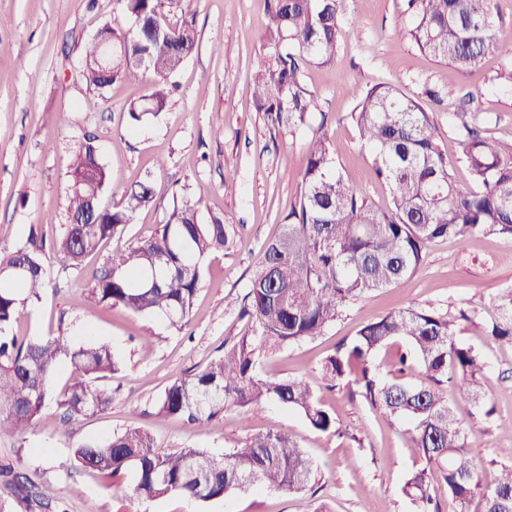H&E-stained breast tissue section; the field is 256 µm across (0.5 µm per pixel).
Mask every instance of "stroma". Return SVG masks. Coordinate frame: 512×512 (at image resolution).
I'll list each match as a JSON object with an SVG mask.
<instances>
[{
	"label": "stroma",
	"instance_id": "obj_1",
	"mask_svg": "<svg viewBox=\"0 0 512 512\" xmlns=\"http://www.w3.org/2000/svg\"><path fill=\"white\" fill-rule=\"evenodd\" d=\"M345 5L348 21L338 62L304 70L317 98L309 123L328 134L345 178L371 202L387 207L391 189L377 179L350 114L359 92L373 84H393L420 103L459 185H469L471 175L454 112L476 115L482 132L512 151V89L497 79L512 67L511 59L491 51L461 72L403 37L413 22L405 0H345ZM166 16L174 26L193 18L198 43L175 78L165 111L133 126L125 108L146 93V84L116 83L94 94L80 76L84 47L97 30L106 23L128 27L120 0H0V250L42 235L49 273L46 288L28 301L13 333L29 339L64 331L79 345L108 344L121 361L119 371L104 381L113 396L105 412L65 422L49 404L25 435L0 438V468L10 466L32 483L52 485L54 506L26 504L1 482L0 500L13 512H416L402 491L409 473L422 465L410 446L408 424L372 408L353 379L330 390L322 378L324 361L341 340L406 308L479 311L473 321L462 322L458 340L485 361V399L493 413L484 415L456 392L449 401L484 482L493 483L500 449L512 448V344L484 331L500 313L498 293L512 288V239L495 235L434 241L405 287L375 291L350 304L321 336L261 352L258 372L305 379L335 415L338 432H317L274 401L254 414L225 409L203 428L156 417V401L168 385L252 336L244 296L263 245L298 203L307 139L306 133L291 135L268 125L251 94L265 51L267 0H174ZM428 87L439 91L438 100L425 96ZM91 96L98 105L89 111L83 103ZM62 112L68 121L59 120ZM87 135L95 137L110 173L106 202H119L122 191L139 181L151 182L155 190L154 202L101 256L90 259V266L149 238L181 194L196 204L202 221L218 216L235 225L229 248L202 264L184 328L120 307L87 310L83 276L54 249L67 222L71 150ZM231 172L236 180L228 188L224 180ZM131 427L152 432L161 451L194 447L217 456L253 434L284 432L313 458L318 475L302 494L235 491L210 501L166 495L139 502L132 498L134 471L107 478L76 468L71 453L78 443Z\"/></svg>",
	"mask_w": 512,
	"mask_h": 512
}]
</instances>
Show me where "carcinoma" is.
Returning a JSON list of instances; mask_svg holds the SVG:
<instances>
[{
  "label": "carcinoma",
  "instance_id": "obj_1",
  "mask_svg": "<svg viewBox=\"0 0 512 512\" xmlns=\"http://www.w3.org/2000/svg\"><path fill=\"white\" fill-rule=\"evenodd\" d=\"M128 28L109 24L84 48L82 80L100 91L116 82L146 81L147 93L132 101L134 121L157 116L168 105L171 78L195 50L191 22H167L165 0H122ZM258 62L253 98L274 128L293 133L307 126L314 94L303 81L307 64L336 62L345 24L344 0H272ZM413 25L406 36L433 58L465 72L490 50L512 58V38L499 33L493 0H408ZM464 132V162L473 185L455 184L448 155L441 150L428 113L413 97L388 83L361 93L351 112L359 141L373 157L375 172L392 190V205L375 207L339 169L330 139L313 135L305 148L299 203L280 234L267 241L250 278L247 313L255 337L224 349V355L188 379L171 383L156 401L155 416H185L204 425L224 409L258 410L276 401L302 414L316 431H338L309 384L302 379H269L257 372V352L313 339L336 321L351 302L374 291L400 288L423 265L428 244L437 239L464 242L476 234L512 238V151L470 125L471 113L458 112ZM67 220L56 247L69 266L87 279L85 304L122 307L163 315L182 327L192 312L201 263L231 243L234 225L219 217L201 222L196 205L184 199L173 206L154 235L112 259L108 270L86 260L134 222L155 199L149 182L124 190L120 203L103 202L109 173L93 140L72 152ZM43 242L31 235L13 251L0 252V438L32 428L49 400L67 420L106 410L112 392L97 381L118 371L106 343L76 346L64 334L20 340L10 334L24 304L39 296L48 273ZM501 317L485 332L512 343V288L498 295ZM434 310L390 311L362 325L348 342L325 359L323 377L334 388L352 376L361 395L386 416L409 423L410 441L424 466L403 486L417 512H434L430 479L437 470L455 512H512V448L499 478L484 484L468 451L467 435L454 417L440 385L453 384L477 404L483 400V359L457 340L459 320ZM397 342L408 345L425 381L408 385L384 381L376 353ZM67 359L83 373L56 393L53 378ZM77 466L112 477L133 469L132 495L152 500L176 494L208 501L232 491L257 489L302 493L316 480L313 460L285 434L257 433L242 446L217 457L205 448L164 453L149 432L133 428L73 449ZM23 475L10 481L25 498L50 507V485H27Z\"/></svg>",
  "mask_w": 512,
  "mask_h": 512
}]
</instances>
